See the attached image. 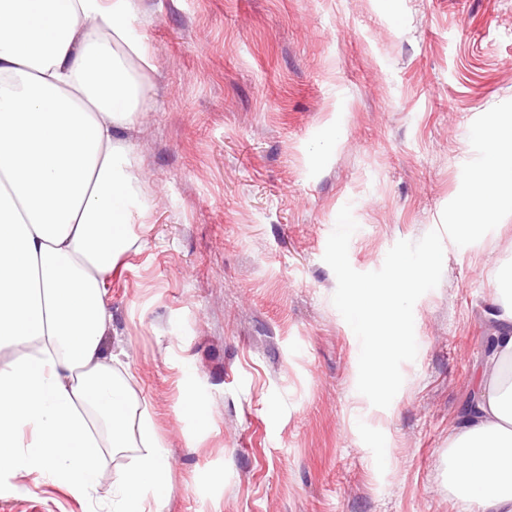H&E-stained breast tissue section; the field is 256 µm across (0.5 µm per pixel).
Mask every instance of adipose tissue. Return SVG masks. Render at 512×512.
<instances>
[{
	"mask_svg": "<svg viewBox=\"0 0 512 512\" xmlns=\"http://www.w3.org/2000/svg\"><path fill=\"white\" fill-rule=\"evenodd\" d=\"M134 0H0V494L20 475L95 500L106 449L140 445L107 512L170 495L169 458L102 338L130 246L129 143L151 51ZM483 392L448 442L461 508L512 512V262L494 273Z\"/></svg>",
	"mask_w": 512,
	"mask_h": 512,
	"instance_id": "ef3b65f1",
	"label": "adipose tissue"
}]
</instances>
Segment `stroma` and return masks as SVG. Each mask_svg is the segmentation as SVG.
Here are the masks:
<instances>
[{
  "label": "stroma",
  "instance_id": "1",
  "mask_svg": "<svg viewBox=\"0 0 512 512\" xmlns=\"http://www.w3.org/2000/svg\"><path fill=\"white\" fill-rule=\"evenodd\" d=\"M146 101L124 136L145 215L115 263L117 355L170 461L161 512H461L448 439L478 394L512 215L444 243L388 408L324 262L382 267L439 228L473 121L512 101V0H135ZM0 512H92L17 479Z\"/></svg>",
  "mask_w": 512,
  "mask_h": 512
}]
</instances>
